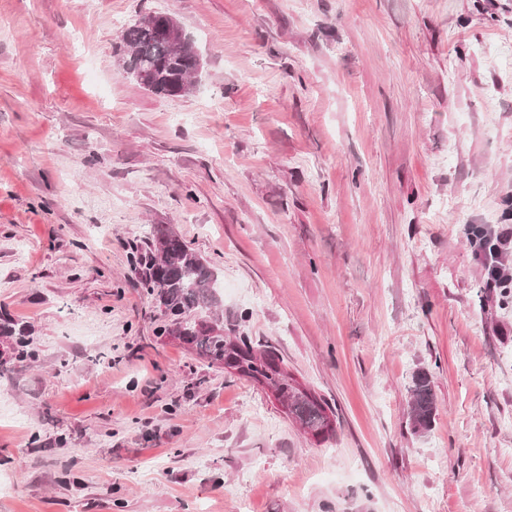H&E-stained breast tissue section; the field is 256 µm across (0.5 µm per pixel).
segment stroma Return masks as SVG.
<instances>
[{"instance_id": "1", "label": "stroma", "mask_w": 512, "mask_h": 512, "mask_svg": "<svg viewBox=\"0 0 512 512\" xmlns=\"http://www.w3.org/2000/svg\"><path fill=\"white\" fill-rule=\"evenodd\" d=\"M174 15L195 90L114 66ZM512 0H0V512H512ZM167 224L332 411L157 335ZM432 377L429 430L408 388Z\"/></svg>"}]
</instances>
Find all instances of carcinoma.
Returning a JSON list of instances; mask_svg holds the SVG:
<instances>
[{"mask_svg":"<svg viewBox=\"0 0 512 512\" xmlns=\"http://www.w3.org/2000/svg\"><path fill=\"white\" fill-rule=\"evenodd\" d=\"M166 18L159 13L153 24L130 23L118 51L132 57L145 72L142 88L160 96L179 95L195 69L193 46L172 44L165 30ZM151 235L154 251L140 257L145 266L141 287L157 304L163 326L160 332L179 339L210 364L224 366L248 376L273 390L288 415L297 420L314 439L322 441L333 431L326 404L288 376L273 355L254 353L251 340L240 336L224 341L218 319L208 325L203 314L217 307L216 277L210 265L192 252L166 224H156ZM409 417L413 428H430L436 410L435 395L427 372L413 376Z\"/></svg>","mask_w":512,"mask_h":512,"instance_id":"1","label":"carcinoma"}]
</instances>
